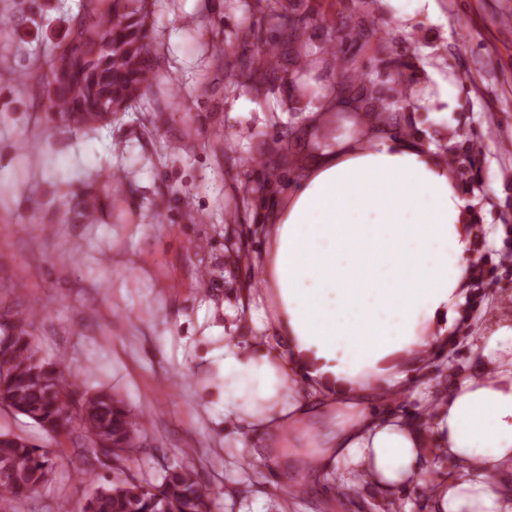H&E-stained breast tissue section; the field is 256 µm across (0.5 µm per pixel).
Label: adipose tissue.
I'll list each match as a JSON object with an SVG mask.
<instances>
[{
    "label": "adipose tissue",
    "mask_w": 512,
    "mask_h": 512,
    "mask_svg": "<svg viewBox=\"0 0 512 512\" xmlns=\"http://www.w3.org/2000/svg\"><path fill=\"white\" fill-rule=\"evenodd\" d=\"M468 202L428 149L373 126L324 144L264 226L259 267L272 314L264 341L225 344L214 396L225 419L286 429L333 411L312 460L349 462L379 489L423 483L454 464L435 512H512V349L487 354L416 420L394 414L405 365L446 347L473 280Z\"/></svg>",
    "instance_id": "adipose-tissue-1"
}]
</instances>
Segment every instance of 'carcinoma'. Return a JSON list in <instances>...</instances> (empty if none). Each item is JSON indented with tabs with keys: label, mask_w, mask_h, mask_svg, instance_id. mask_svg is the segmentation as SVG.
Instances as JSON below:
<instances>
[{
	"label": "carcinoma",
	"mask_w": 512,
	"mask_h": 512,
	"mask_svg": "<svg viewBox=\"0 0 512 512\" xmlns=\"http://www.w3.org/2000/svg\"><path fill=\"white\" fill-rule=\"evenodd\" d=\"M244 13L261 9L273 21L263 29L243 24L235 40L224 47V69L232 80L227 89L246 88L258 73L278 79L272 58L294 50L307 27L290 0H230ZM154 0H83L79 22L67 29L49 61L53 76L45 78L37 94L45 111L66 127L94 129L107 122L105 113L117 116L129 111L145 96L154 77L147 28ZM348 15L327 30L329 53L341 63L342 80L330 89L355 103V109L384 124L395 95L375 89L367 74L346 64L347 43L376 37ZM250 55L236 58V46ZM29 323L16 319L12 339L0 350V403L38 425L58 434L79 423L88 438L104 445L116 464L114 477L96 484L80 512H211L209 488L178 462L161 479L151 481L129 472L126 463L140 449L143 426L118 395L98 390L79 402L74 414L64 415L60 396L79 392L63 371L44 363L30 339ZM50 451L22 436L0 432V512L46 483L53 472Z\"/></svg>",
	"instance_id": "1"
}]
</instances>
